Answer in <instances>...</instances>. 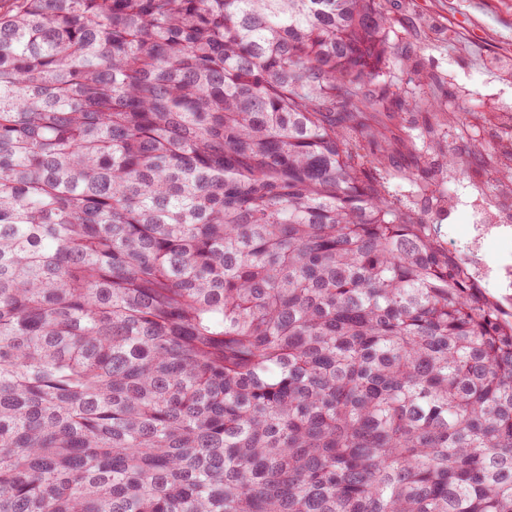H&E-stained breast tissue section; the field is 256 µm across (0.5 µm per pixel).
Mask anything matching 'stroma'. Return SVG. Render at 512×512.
<instances>
[{
    "label": "stroma",
    "instance_id": "35a3bbf8",
    "mask_svg": "<svg viewBox=\"0 0 512 512\" xmlns=\"http://www.w3.org/2000/svg\"><path fill=\"white\" fill-rule=\"evenodd\" d=\"M396 23L391 41L410 57L420 78L407 86L410 94H432L448 109L466 106L473 112L512 108V0H387ZM452 198L440 212L445 247L462 248L478 214L467 181L444 187Z\"/></svg>",
    "mask_w": 512,
    "mask_h": 512
}]
</instances>
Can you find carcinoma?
I'll return each instance as SVG.
<instances>
[{
  "instance_id": "carcinoma-1",
  "label": "carcinoma",
  "mask_w": 512,
  "mask_h": 512,
  "mask_svg": "<svg viewBox=\"0 0 512 512\" xmlns=\"http://www.w3.org/2000/svg\"><path fill=\"white\" fill-rule=\"evenodd\" d=\"M391 26L0 16V512H512V311L389 190L511 210L512 123L398 93Z\"/></svg>"
}]
</instances>
